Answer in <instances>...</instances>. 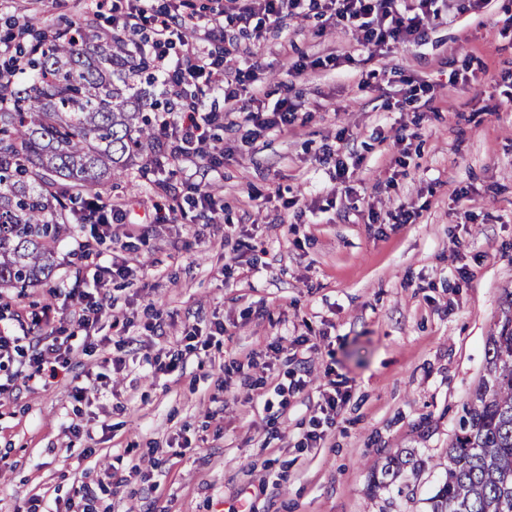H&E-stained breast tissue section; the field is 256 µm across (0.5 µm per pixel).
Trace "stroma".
Masks as SVG:
<instances>
[{"label":"stroma","instance_id":"35a3bbf8","mask_svg":"<svg viewBox=\"0 0 512 512\" xmlns=\"http://www.w3.org/2000/svg\"><path fill=\"white\" fill-rule=\"evenodd\" d=\"M460 4L449 0L419 44L371 60L354 51L353 31L320 15L242 36L262 66L265 111L287 96L300 108L285 132L248 137L234 115L214 128L224 162L194 180L222 198L219 223L170 214L192 206L177 166L162 171L163 190L134 169L113 177L102 195L124 223L86 255L65 239L40 293L124 257L132 275L107 288L133 325L102 322L89 353L84 336L71 337L68 373L0 403V512H27L36 493L60 512H424L371 494L370 466L418 449L431 463L420 477L427 495L512 293V104L501 80L512 72V0L477 14ZM94 10L91 0H0V61L19 27L63 28ZM348 51L353 61L336 65ZM315 59L321 68L289 76ZM464 64L475 86L449 82ZM405 75L432 84L428 106L398 105ZM406 130L416 137L403 167L396 140ZM338 149L361 160L351 209L321 162ZM289 198L297 208H285ZM401 205L417 217L395 231L383 219ZM31 318L21 303L0 318L20 350L10 371L25 369L39 340ZM192 330L182 369L152 374ZM106 358L124 360L123 372L75 399L77 377ZM337 387L348 396L336 428L304 446ZM73 422L92 439L73 437ZM182 437L192 447L174 455L169 443ZM81 483L107 490L81 499Z\"/></svg>","mask_w":512,"mask_h":512}]
</instances>
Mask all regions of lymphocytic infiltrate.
<instances>
[{
    "label": "lymphocytic infiltrate",
    "instance_id": "obj_1",
    "mask_svg": "<svg viewBox=\"0 0 512 512\" xmlns=\"http://www.w3.org/2000/svg\"><path fill=\"white\" fill-rule=\"evenodd\" d=\"M439 0H225L217 15L225 26L244 33L259 23H279L291 16H308L315 12L329 15L337 25L352 29L362 50L373 52L395 45L418 42L426 24L439 21ZM193 17L162 12L154 16L149 37L142 49L153 63L159 81L171 98L156 117L160 140L174 144L171 164L195 165L201 161L219 164L224 156L221 147L210 144L209 132L223 123L226 114H238L243 122L262 128H286L292 125L298 103L291 98L279 101L271 113L259 111L262 89L256 66L226 78L230 56L212 57L203 47L176 50L175 42L185 39L187 31L196 29ZM223 97V111L208 105L209 99ZM127 263L96 265L76 279L65 298L74 309L75 324L85 337H92L105 313V286L114 278L128 276ZM69 347L34 348L30 364L31 382L56 378L71 364Z\"/></svg>",
    "mask_w": 512,
    "mask_h": 512
}]
</instances>
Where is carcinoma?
<instances>
[{
	"label": "carcinoma",
	"instance_id": "obj_1",
	"mask_svg": "<svg viewBox=\"0 0 512 512\" xmlns=\"http://www.w3.org/2000/svg\"><path fill=\"white\" fill-rule=\"evenodd\" d=\"M24 63L0 69V300L55 276L57 246L76 204L150 152L169 147L146 134L147 69L122 30L84 19L69 31H33ZM487 376L460 419L444 476L427 512H512V313L486 348ZM428 460L408 448L373 466L374 490L412 502Z\"/></svg>",
	"mask_w": 512,
	"mask_h": 512
}]
</instances>
